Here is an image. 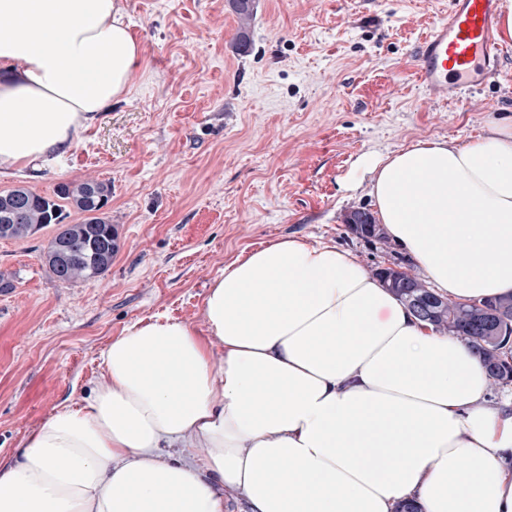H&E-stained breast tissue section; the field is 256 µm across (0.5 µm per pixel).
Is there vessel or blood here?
<instances>
[{"label": "vessel or blood", "instance_id": "b4317fda", "mask_svg": "<svg viewBox=\"0 0 512 512\" xmlns=\"http://www.w3.org/2000/svg\"><path fill=\"white\" fill-rule=\"evenodd\" d=\"M499 0H450L417 47L418 78L428 94L466 102L467 92L499 71Z\"/></svg>", "mask_w": 512, "mask_h": 512}]
</instances>
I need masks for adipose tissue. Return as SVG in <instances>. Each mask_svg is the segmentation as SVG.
<instances>
[{"label":"adipose tissue","mask_w":512,"mask_h":512,"mask_svg":"<svg viewBox=\"0 0 512 512\" xmlns=\"http://www.w3.org/2000/svg\"><path fill=\"white\" fill-rule=\"evenodd\" d=\"M139 62L123 0H0V172L77 143ZM366 170L379 223L438 292L512 293V115ZM203 317L112 338L104 384L0 464V512H224L228 487L250 512H512V400L485 407L468 340L352 252L270 240L225 267Z\"/></svg>","instance_id":"1"}]
</instances>
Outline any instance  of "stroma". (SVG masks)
<instances>
[{
	"label": "stroma",
	"mask_w": 512,
	"mask_h": 512,
	"mask_svg": "<svg viewBox=\"0 0 512 512\" xmlns=\"http://www.w3.org/2000/svg\"><path fill=\"white\" fill-rule=\"evenodd\" d=\"M142 61L62 156L0 174L52 195L62 181L111 183L119 250L88 282L44 261L55 232L0 239V461L61 404L103 381L101 353L138 320L204 330L203 299L242 252L294 235L383 254L348 234L346 211L372 209L364 161L425 140L463 145L512 114V42L467 106L415 81V48L448 0H254L241 25L230 0H124ZM249 35L239 51L240 32Z\"/></svg>",
	"instance_id": "35a3bbf8"
}]
</instances>
